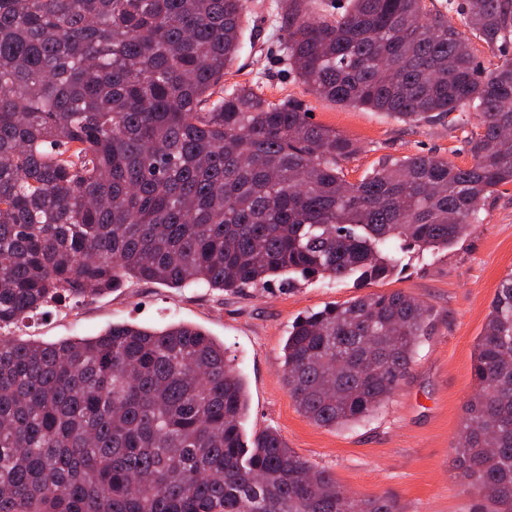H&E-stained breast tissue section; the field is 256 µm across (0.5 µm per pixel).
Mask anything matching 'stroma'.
I'll return each mask as SVG.
<instances>
[{
  "label": "stroma",
  "mask_w": 512,
  "mask_h": 512,
  "mask_svg": "<svg viewBox=\"0 0 512 512\" xmlns=\"http://www.w3.org/2000/svg\"><path fill=\"white\" fill-rule=\"evenodd\" d=\"M247 30L225 87L247 85L271 102L303 101L313 124L347 136L359 152L342 163L355 183L379 162L424 154L467 167L473 125L445 119L410 124L384 112L352 109L306 92L285 59L278 0H253ZM479 223L454 246L436 252L400 253L399 275L367 286L354 279L298 281L240 292L171 288L125 281L105 295L76 305L47 308L27 321L22 338L56 342L99 335L111 324L161 328L194 324L223 342L243 374L250 398L245 435L273 429L288 447L316 468L332 473L359 497L395 499L402 512H478L464 493L465 479L452 446L464 406L477 392L474 347L500 280L512 272V186L481 206ZM401 291L432 307L435 330L415 362L376 415L355 427L315 425L297 408L282 377L283 345L292 323L306 313L355 298Z\"/></svg>",
  "instance_id": "1"
}]
</instances>
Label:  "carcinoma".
I'll return each mask as SVG.
<instances>
[{"label":"carcinoma","instance_id":"1","mask_svg":"<svg viewBox=\"0 0 512 512\" xmlns=\"http://www.w3.org/2000/svg\"><path fill=\"white\" fill-rule=\"evenodd\" d=\"M278 0L307 93L412 123L474 110L473 164L412 155L357 183L359 151L297 100L224 89L251 0H0V512H401L359 498L271 430L195 326L126 322L25 340L41 308L125 279L220 291L383 280L403 248L444 250L512 185V0ZM432 308L394 291L296 320L283 379L301 413L348 429L409 372ZM480 386L453 448L479 512H512V272L475 345ZM425 3L428 9L441 11L448 16V22L455 25L459 30L465 31L466 35L471 38V46L477 61L480 62L484 68L490 69L493 67L492 65L498 61V57H496L494 52L489 50L483 42L473 38L466 28L461 25L459 16L448 8V0H426Z\"/></svg>","mask_w":512,"mask_h":512}]
</instances>
